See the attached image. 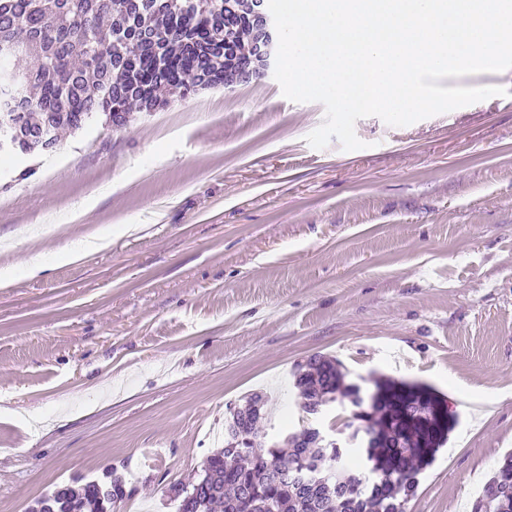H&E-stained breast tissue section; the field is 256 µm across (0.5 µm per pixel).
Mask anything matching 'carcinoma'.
Segmentation results:
<instances>
[{
  "label": "carcinoma",
  "instance_id": "obj_1",
  "mask_svg": "<svg viewBox=\"0 0 512 512\" xmlns=\"http://www.w3.org/2000/svg\"><path fill=\"white\" fill-rule=\"evenodd\" d=\"M0 0V119L9 125L14 155L41 154L94 119L109 127L136 112H152L167 96L235 83L239 66L258 69L251 0ZM302 413L311 404H348L349 440L365 441L357 462L348 449L322 448L313 427L278 441H260L266 399L243 398L224 421V447L178 489V512H405L418 475L437 448L420 446V429L406 424L411 405L442 401L424 383L373 378L354 387L334 358L313 354L292 372ZM247 442L232 446L231 437ZM124 480L107 469L104 481H73L40 498L58 512H120ZM512 512V453L504 456L472 512Z\"/></svg>",
  "mask_w": 512,
  "mask_h": 512
}]
</instances>
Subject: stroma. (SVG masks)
Here are the masks:
<instances>
[{
    "instance_id": "obj_1",
    "label": "stroma",
    "mask_w": 512,
    "mask_h": 512,
    "mask_svg": "<svg viewBox=\"0 0 512 512\" xmlns=\"http://www.w3.org/2000/svg\"><path fill=\"white\" fill-rule=\"evenodd\" d=\"M441 84L506 93L316 150L324 106L269 75L1 163L0 512L112 466L121 512H178L230 408L264 393L278 438L313 354L447 399L407 512H471L512 451V69Z\"/></svg>"
}]
</instances>
